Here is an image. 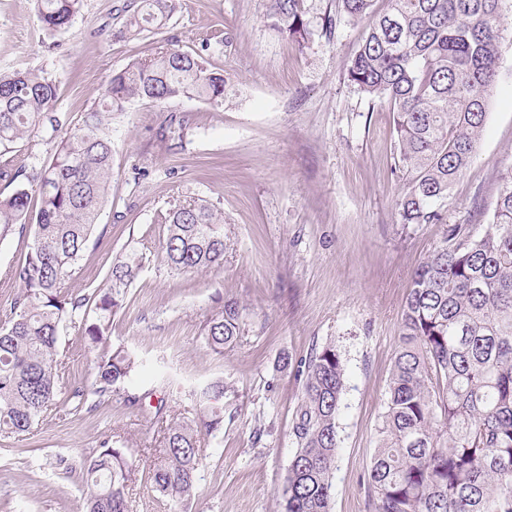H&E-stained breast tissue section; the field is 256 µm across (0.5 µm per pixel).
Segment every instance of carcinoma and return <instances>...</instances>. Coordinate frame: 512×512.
Wrapping results in <instances>:
<instances>
[{"label": "carcinoma", "mask_w": 512, "mask_h": 512, "mask_svg": "<svg viewBox=\"0 0 512 512\" xmlns=\"http://www.w3.org/2000/svg\"><path fill=\"white\" fill-rule=\"evenodd\" d=\"M43 28H68L83 0H36ZM267 20L294 45L311 36L303 0H268ZM337 0L322 18L332 34L342 19L371 22L347 77L392 112L405 182L400 223L440 224L448 189L471 165L498 81L499 20L504 0ZM179 0H131L123 31L159 34ZM224 72L198 54L158 47L153 55L112 75L100 107L60 138L50 159L26 171L12 145L63 126L53 111L57 84L34 70L0 71V239L13 226L33 223L24 262L7 279L17 292L0 324V435L29 434L52 406L92 411L117 395L160 421L161 404L129 391L139 367L124 349L103 351L92 391L71 387L62 372L61 335L81 332L88 349L107 343L112 316L126 304L143 269L134 250L116 256L106 287L80 295L69 283L98 226L112 180V113L132 99L166 102L198 98L224 105ZM39 198L29 212L32 194ZM167 266L191 274L224 265V213L204 199L179 203L166 217ZM93 317H88V308ZM242 312L226 300L207 320L204 339L216 353L236 341ZM301 398L291 434L296 446L283 491V512H331L338 448L336 417L345 368L326 345L300 362ZM224 380L192 399L201 423L182 420L163 429L151 476L172 502L191 500L197 483L198 425L209 434L224 426ZM85 484L83 512H127L130 464L123 442L108 439L77 468ZM375 512H512V171L501 177L485 232L448 226L442 245L414 270L400 323L381 439L368 478Z\"/></svg>", "instance_id": "1"}]
</instances>
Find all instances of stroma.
<instances>
[{
  "label": "stroma",
  "instance_id": "obj_1",
  "mask_svg": "<svg viewBox=\"0 0 512 512\" xmlns=\"http://www.w3.org/2000/svg\"><path fill=\"white\" fill-rule=\"evenodd\" d=\"M129 2L83 0L72 27L50 35L34 0H0V70L31 68L55 79L54 109L66 123L98 103L113 74L166 38L202 53L228 80L220 107L135 99L113 115L101 234L70 285L79 294L104 287L116 254L136 247L145 265L108 341L109 350L141 361L136 391L166 400L176 419L193 390L223 379L224 427L200 438L187 512H282L301 396L296 365L327 344L346 370L332 512H373L368 473L411 275L439 247L445 226L484 233L474 205L492 209L512 169V8L501 19L500 79L477 155L449 188L442 223L404 224L392 114L346 78L367 21L342 22L329 36L321 19L336 0H304L313 35L301 50L269 26L267 0H181L162 34L131 39L121 31ZM214 30L223 43L202 48V35ZM174 115L185 125L171 134ZM197 198L224 213V265L177 275L163 261L164 218L175 203ZM29 243L18 230L0 240V321L14 295L3 278L25 261ZM227 299L242 308L241 329L218 354L203 328ZM61 352L69 383L90 387L96 354L77 330L65 332ZM110 436L128 448V512H178L151 480L159 426L115 400L76 415L50 410L33 434L0 437V512H80L84 485L65 468Z\"/></svg>",
  "mask_w": 512,
  "mask_h": 512
}]
</instances>
